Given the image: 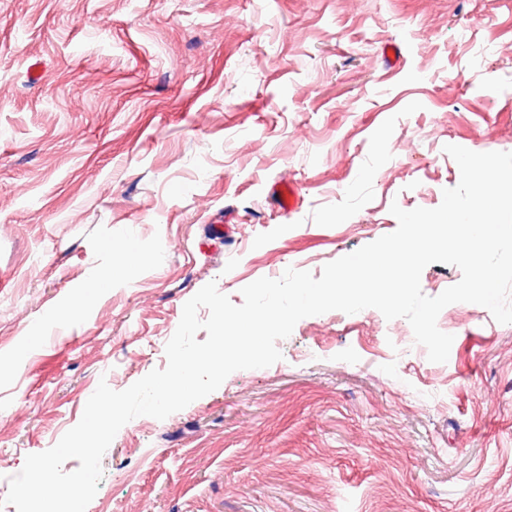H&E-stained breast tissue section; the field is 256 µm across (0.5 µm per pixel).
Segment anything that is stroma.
<instances>
[{
	"label": "stroma",
	"mask_w": 512,
	"mask_h": 512,
	"mask_svg": "<svg viewBox=\"0 0 512 512\" xmlns=\"http://www.w3.org/2000/svg\"><path fill=\"white\" fill-rule=\"evenodd\" d=\"M449 144L512 152V0H0V512L204 285L320 276L440 205ZM437 325L444 363L372 308L301 319L125 424L86 512H512V324Z\"/></svg>",
	"instance_id": "1"
}]
</instances>
